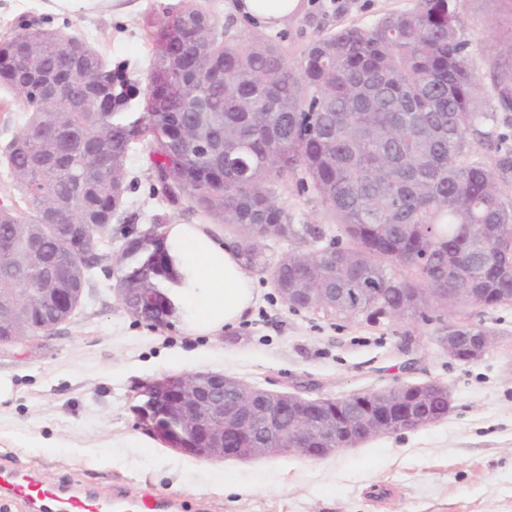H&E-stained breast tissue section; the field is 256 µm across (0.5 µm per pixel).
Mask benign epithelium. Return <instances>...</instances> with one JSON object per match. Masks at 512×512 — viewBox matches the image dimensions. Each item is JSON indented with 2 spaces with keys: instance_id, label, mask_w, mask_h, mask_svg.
I'll return each mask as SVG.
<instances>
[{
  "instance_id": "obj_1",
  "label": "benign epithelium",
  "mask_w": 512,
  "mask_h": 512,
  "mask_svg": "<svg viewBox=\"0 0 512 512\" xmlns=\"http://www.w3.org/2000/svg\"><path fill=\"white\" fill-rule=\"evenodd\" d=\"M134 295L133 309H154L160 305L155 293L143 288H123L119 296ZM495 338L485 334L448 333L439 342L448 356L461 361L473 362L481 359L493 345ZM159 403L170 405L189 436L202 438L196 446L178 442L175 449L205 460L251 461L275 458L286 454H297L306 458H324L340 450L358 445L351 441L357 426L373 423L394 422L396 429L408 430L423 424L417 410L425 403L427 394L438 388V383L428 381L379 389L373 394L376 407L382 413L369 415L355 412L345 423H340L322 414L328 399H309L288 393L269 391L250 386L246 396L224 401V389H238V381L219 373H197L169 376L148 383ZM270 396H277L290 403L289 424L282 422L284 406L280 403H264ZM239 437L249 440L258 430L272 436V443L259 448L224 447V428Z\"/></svg>"
}]
</instances>
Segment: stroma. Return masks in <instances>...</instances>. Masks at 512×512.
Wrapping results in <instances>:
<instances>
[{
    "mask_svg": "<svg viewBox=\"0 0 512 512\" xmlns=\"http://www.w3.org/2000/svg\"><path fill=\"white\" fill-rule=\"evenodd\" d=\"M180 0H0V38L19 24L73 33L95 45L128 76L144 80L153 57L147 26H161ZM417 0H302V9L271 38L289 63L318 35L368 26L411 10ZM471 67L481 86V111L496 115L505 148H512V112L492 95L494 61L512 10L503 0H460ZM123 213L105 235L103 261L91 270L81 306L71 319L22 343L0 348V374L16 398L0 412V464L34 468L47 480L92 488L109 497L149 492L176 512H512V304L469 306L462 320L487 330L495 344L463 363L436 343L451 317L343 318L295 312L271 288L268 271H251L258 300L242 322L219 336H190L178 319L153 327L119 303L114 259L127 241L170 224H194L188 201L168 202L144 146L127 162ZM291 223L338 229L313 194L295 182L277 189ZM216 372L259 388L306 397L354 393L438 381L451 409L442 420L379 436L336 454L307 459L207 461L148 438L133 411L147 382L169 375ZM59 437L67 445L47 455L17 448L19 436ZM230 471L242 493L217 490L210 474Z\"/></svg>",
    "mask_w": 512,
    "mask_h": 512,
    "instance_id": "1",
    "label": "stroma"
}]
</instances>
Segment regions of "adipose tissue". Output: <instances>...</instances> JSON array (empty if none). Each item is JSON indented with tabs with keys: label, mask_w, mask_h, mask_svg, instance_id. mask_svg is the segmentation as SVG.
<instances>
[{
	"label": "adipose tissue",
	"mask_w": 512,
	"mask_h": 512,
	"mask_svg": "<svg viewBox=\"0 0 512 512\" xmlns=\"http://www.w3.org/2000/svg\"><path fill=\"white\" fill-rule=\"evenodd\" d=\"M301 0H235L234 12L257 26L277 29L300 10ZM165 247L176 281L167 288L184 331L213 336L236 327L257 300L235 243L215 237L206 224H170Z\"/></svg>",
	"instance_id": "ef3b65f1"
}]
</instances>
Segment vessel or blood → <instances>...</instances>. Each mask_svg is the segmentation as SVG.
Listing matches in <instances>:
<instances>
[{"label":"vessel or blood","instance_id":"vessel-or-blood-1","mask_svg":"<svg viewBox=\"0 0 512 512\" xmlns=\"http://www.w3.org/2000/svg\"><path fill=\"white\" fill-rule=\"evenodd\" d=\"M29 503L34 512H163L165 501L144 496L103 498L82 490L68 489L33 473L0 465V494Z\"/></svg>","mask_w":512,"mask_h":512}]
</instances>
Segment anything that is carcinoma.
<instances>
[{
	"mask_svg": "<svg viewBox=\"0 0 512 512\" xmlns=\"http://www.w3.org/2000/svg\"><path fill=\"white\" fill-rule=\"evenodd\" d=\"M152 87L112 68V108L86 103L108 63L84 39L22 24L0 39V86L25 104V124L3 151L27 215L0 207V298L9 295L28 324L69 320L55 302L31 304L47 288H87L104 259L52 230L50 215L96 224L125 203L130 145L149 148L156 178L222 224L248 269H263L262 241L297 235L276 187L288 179L312 193L337 224L336 264L320 251H289L271 286L300 289L330 311L432 321L482 303L512 304V202L502 183L512 163L493 165L494 116L478 107L457 0H417L411 11L319 36L291 66L281 44L258 35L242 45L217 31L197 3L147 31ZM496 62L494 91L512 112V27ZM142 98V112L125 111ZM164 236L128 241L117 288H151L162 305L140 319L169 324L171 279ZM480 289L476 299L460 289ZM421 307L404 311L411 295ZM443 391L425 409L448 414Z\"/></svg>",
	"mask_w": 512,
	"mask_h": 512,
	"instance_id": "carcinoma-1",
	"label": "carcinoma"
}]
</instances>
